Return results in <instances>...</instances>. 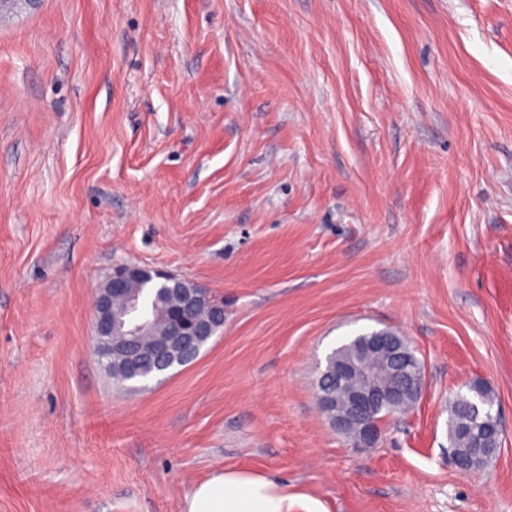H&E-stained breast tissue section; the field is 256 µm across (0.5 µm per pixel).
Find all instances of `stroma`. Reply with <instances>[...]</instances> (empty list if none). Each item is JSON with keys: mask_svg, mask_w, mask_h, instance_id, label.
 <instances>
[{"mask_svg": "<svg viewBox=\"0 0 512 512\" xmlns=\"http://www.w3.org/2000/svg\"><path fill=\"white\" fill-rule=\"evenodd\" d=\"M224 301L120 389L113 265ZM391 328L425 390L355 447L315 382ZM505 435L454 468L448 400ZM224 468L323 512H512V0H16L0 10V512H186ZM144 271L154 276L155 280L160 283L171 282L179 278L186 279L167 271L146 268L137 264H120L114 267L107 279L106 288H100L93 300V328L97 350L102 337L115 335L113 332L112 311L118 316L121 324L125 323L128 317L133 314L121 301L115 302L111 311L112 302L118 298L128 299L127 282ZM392 333L399 336L401 351L407 355V359L403 360L401 363V380L404 384L405 382L415 378L417 369L419 368V363L421 365V360L416 356V350L405 336L394 331Z\"/></svg>", "mask_w": 512, "mask_h": 512, "instance_id": "stroma-1", "label": "stroma"}]
</instances>
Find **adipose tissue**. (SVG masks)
Returning a JSON list of instances; mask_svg holds the SVG:
<instances>
[{
  "mask_svg": "<svg viewBox=\"0 0 512 512\" xmlns=\"http://www.w3.org/2000/svg\"><path fill=\"white\" fill-rule=\"evenodd\" d=\"M294 504L280 482L242 469L216 471L186 497L187 512H291Z\"/></svg>",
  "mask_w": 512,
  "mask_h": 512,
  "instance_id": "1",
  "label": "adipose tissue"
}]
</instances>
